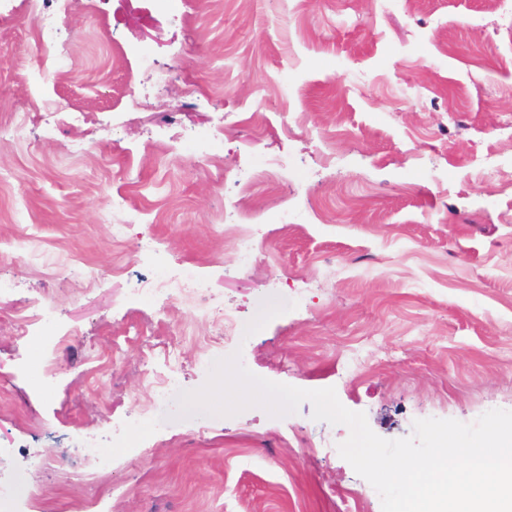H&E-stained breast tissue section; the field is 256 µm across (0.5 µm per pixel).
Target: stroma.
Wrapping results in <instances>:
<instances>
[{"label":"stroma","instance_id":"stroma-1","mask_svg":"<svg viewBox=\"0 0 512 512\" xmlns=\"http://www.w3.org/2000/svg\"><path fill=\"white\" fill-rule=\"evenodd\" d=\"M39 24L25 0H0V90L59 111L0 152V276L51 307L61 372L45 393L22 375L0 391V438L50 462H8L21 490L42 503L96 491L99 512H382L338 452L348 427L314 420L308 402L281 418L253 406L190 421L174 403L139 458L113 447L114 427L141 422L140 350L125 345L91 393L93 348L138 328L177 336L181 389L208 378L191 302L175 323L126 297L182 262L239 320L215 358L335 388L383 438L512 410V168L487 178L469 164L512 120V30L494 0L78 2L62 53L35 71ZM253 175L243 221L261 251L246 263L217 226ZM283 178L284 209L271 196ZM108 199L122 209L104 215ZM116 224L130 227L119 243ZM145 232L155 252H141ZM79 258L102 275L68 282ZM12 314L0 303L5 368L42 350L16 341ZM86 427L95 460L75 450Z\"/></svg>","mask_w":512,"mask_h":512}]
</instances>
